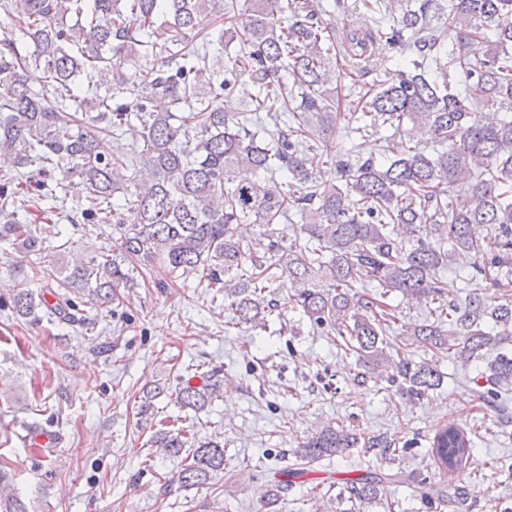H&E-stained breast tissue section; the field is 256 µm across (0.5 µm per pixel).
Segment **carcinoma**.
<instances>
[{
	"instance_id": "cac0c4a2",
	"label": "carcinoma",
	"mask_w": 512,
	"mask_h": 512,
	"mask_svg": "<svg viewBox=\"0 0 512 512\" xmlns=\"http://www.w3.org/2000/svg\"><path fill=\"white\" fill-rule=\"evenodd\" d=\"M0 0V15L22 38L0 39V156L16 170L33 168L23 181L0 176V240L20 239L29 251L55 234L51 223L57 191L70 177L82 179L86 194L72 224H110L119 234V254L104 251L80 259L48 277L63 292L52 304L36 302L19 289L11 308L46 314L82 327L90 312L112 303L130 286L128 259L161 260L174 272L197 275L224 289L236 325L264 320L278 307L271 288L278 278L299 288L295 302L324 330L372 370L390 366L384 336L398 318L389 293L425 298L432 318L412 335L450 360L484 359L512 341V301L495 304L474 293L460 304L449 298L443 271L450 252L479 255L476 274L496 286L512 279V0H405L389 31L355 30L337 46L319 0ZM86 33L76 46L67 17ZM238 50L231 66L210 45ZM409 55L408 67L368 85L383 51ZM349 69L338 66V58ZM112 69L111 92L100 94L94 73ZM42 73L29 85L30 71ZM464 76L463 89L449 72ZM351 79L350 114L340 112L341 83ZM336 86H331V83ZM249 87L246 107L224 110V92ZM188 108V115L171 111ZM501 117L482 124L471 107ZM274 129L255 127L259 113ZM364 126L404 122L429 128L436 154L413 145L381 160L351 151L336 154L327 135L337 121ZM140 147L129 149L127 132ZM336 179L314 176L321 164ZM247 166L254 181L235 182ZM342 180L337 185L336 180ZM455 196H450L452 188ZM121 192L140 215L124 224ZM44 224H28L23 213L43 203ZM308 217L305 244H283L272 225L290 212ZM263 224L266 237L244 239L241 224ZM497 225L483 242L479 229ZM450 249H445V246ZM378 283L370 295L360 289ZM498 328L493 334L485 326ZM490 402L512 383V356L498 354L482 372ZM188 378L175 392L182 409L203 410L221 396L216 371ZM437 365L412 367L407 359L386 381L423 397L437 388ZM155 447L191 461L178 474L185 486L206 485L224 470L221 442L159 429ZM364 444L346 427L327 425L296 451L305 462L340 455ZM428 455L438 471L467 470L474 459L472 432L442 426L430 438ZM14 475L0 469V512H28L13 492ZM393 475L349 478L342 493L355 501L383 495ZM288 481L275 479L264 507L275 505Z\"/></svg>"
}]
</instances>
